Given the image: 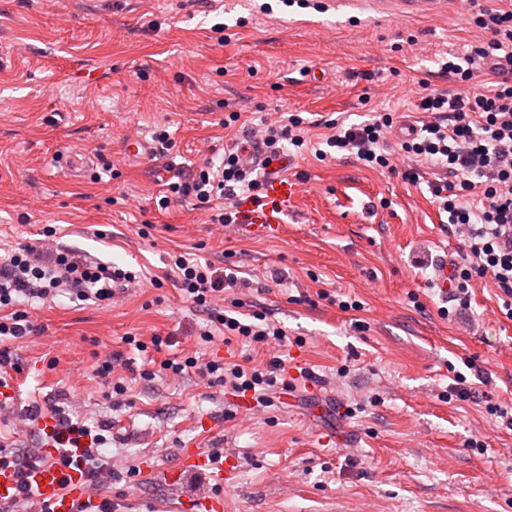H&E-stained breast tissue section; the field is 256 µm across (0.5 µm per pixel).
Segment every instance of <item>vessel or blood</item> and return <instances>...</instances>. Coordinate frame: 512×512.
<instances>
[{"label": "vessel or blood", "mask_w": 512, "mask_h": 512, "mask_svg": "<svg viewBox=\"0 0 512 512\" xmlns=\"http://www.w3.org/2000/svg\"><path fill=\"white\" fill-rule=\"evenodd\" d=\"M244 160L251 166H262L266 175L262 181L260 199L239 198L237 209L241 219L240 229L254 239H265L281 233L284 218L294 204L297 187L289 179L291 160L282 155L267 159L262 148L246 150ZM41 429L42 464L28 473V483L35 491L36 500L45 506L47 512H73L76 504L86 506L97 504L89 484L83 476L84 466L79 451L60 453L57 443L63 440L65 432L52 418H43ZM184 468L208 474L216 481L224 479L223 461L213 458L200 448L186 449L183 454Z\"/></svg>", "instance_id": "b4317fda"}]
</instances>
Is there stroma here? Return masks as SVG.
I'll return each mask as SVG.
<instances>
[{"instance_id":"obj_1","label":"stroma","mask_w":512,"mask_h":512,"mask_svg":"<svg viewBox=\"0 0 512 512\" xmlns=\"http://www.w3.org/2000/svg\"><path fill=\"white\" fill-rule=\"evenodd\" d=\"M470 14L469 0L412 18L371 0H0V244L36 243L50 226L77 256L150 278L177 250L232 269L246 282L235 297L286 327L296 386L286 403L225 419L230 393L197 375L137 378L142 358L124 336L169 337L166 358L252 366L271 351L201 341L206 312L169 281L104 309L64 295L32 302L39 334L10 345L19 402L0 405V442L36 447V430L8 422L19 404L113 420L115 512H200L218 494L223 512H512V429L485 409L512 404V320L487 279L441 315L432 263L462 243L429 191L435 168L413 183L351 159H296L288 175L301 193L285 232L264 240L209 223L191 198L157 205L179 170L222 151L234 110L298 114L315 144L330 119L385 110L418 121L422 87H454L442 59L484 37ZM164 124L168 157L129 153ZM116 352L128 392L114 400L93 368ZM468 359L489 382L448 400V369ZM192 446L233 460L223 487L190 473L163 480Z\"/></svg>"}]
</instances>
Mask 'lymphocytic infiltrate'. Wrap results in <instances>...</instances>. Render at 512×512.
I'll return each instance as SVG.
<instances>
[{"instance_id": "1", "label": "lymphocytic infiltrate", "mask_w": 512, "mask_h": 512, "mask_svg": "<svg viewBox=\"0 0 512 512\" xmlns=\"http://www.w3.org/2000/svg\"><path fill=\"white\" fill-rule=\"evenodd\" d=\"M471 19L477 28L489 32V40L459 53L449 52L441 68L449 78L473 84V91L421 93L418 108L433 114L434 119L395 147L387 140L394 124L392 114L383 112L359 124L330 122L326 147L315 155L324 157L331 148L354 155L365 167L391 170L396 169L395 158L400 155L413 163L403 173L411 182L419 178V162L441 169L444 178L431 183V193L447 213L449 224L460 227L464 243L459 261L453 264L451 298L467 302L472 282L491 278L506 316L512 320V0L479 7ZM484 74L494 78L493 87L478 85V77ZM303 125L299 115L291 114L264 125L259 133L252 126H243L241 137L232 138L221 163L204 160L184 180L170 184L169 194L159 199V206L165 208L171 200L192 197L199 204L212 206L211 223H238L237 198L245 194L259 198L261 186L259 177L240 163L243 141L261 138L274 156L287 145L299 150L307 144ZM169 269V280L179 285L187 302L209 313L208 324L199 330L202 340L211 341L220 333L225 343L262 344L275 354L266 365L251 367L221 360L203 362L193 356L167 359L159 368L140 369V378L154 379L161 370L176 376L194 371L208 386L251 394L257 407L270 406L272 393L288 394L293 384L285 368L286 329L260 311L246 320L235 317L239 300H230L225 306L220 303L226 290L237 287V276L177 252L170 256ZM135 280L134 272L112 263L81 260L64 248L49 251L41 243L0 253V375L13 365L9 343L39 332L24 307L26 300H46L65 289L77 300L107 306ZM51 413L59 426L83 438L81 458L90 485L97 488L118 481V474L103 456L111 422L89 425L60 406L52 407Z\"/></svg>"}]
</instances>
